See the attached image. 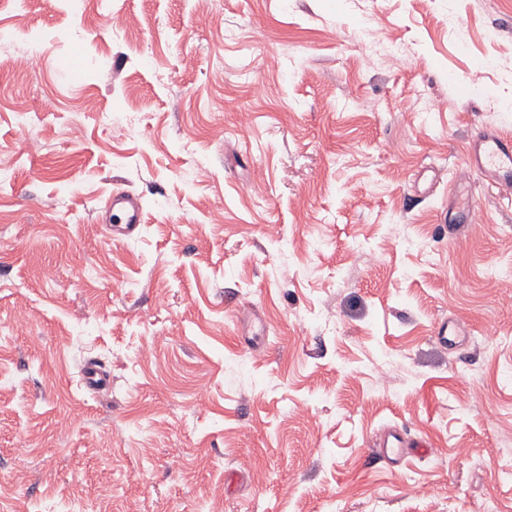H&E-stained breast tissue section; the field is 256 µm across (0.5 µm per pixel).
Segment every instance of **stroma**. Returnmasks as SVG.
Instances as JSON below:
<instances>
[{"label":"stroma","mask_w":512,"mask_h":512,"mask_svg":"<svg viewBox=\"0 0 512 512\" xmlns=\"http://www.w3.org/2000/svg\"><path fill=\"white\" fill-rule=\"evenodd\" d=\"M487 128L512 0H0V512H512ZM108 211H113L112 238L121 240L130 237L138 231L143 223V208L140 200L126 192H112L106 205ZM434 334L439 343L448 346V341H453L451 338L469 336L470 328L466 323L458 320H441L435 324ZM82 380L86 388L94 392L105 389L112 383L110 373L95 361H89L85 364ZM376 447L390 460L402 462L409 456L427 454L430 445L424 440L412 439L398 430H386Z\"/></svg>","instance_id":"stroma-1"}]
</instances>
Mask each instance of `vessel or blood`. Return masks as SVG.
I'll use <instances>...</instances> for the list:
<instances>
[{"label": "vessel or blood", "mask_w": 512, "mask_h": 512, "mask_svg": "<svg viewBox=\"0 0 512 512\" xmlns=\"http://www.w3.org/2000/svg\"><path fill=\"white\" fill-rule=\"evenodd\" d=\"M466 164L469 168L483 172L490 183L507 190L512 189V136L498 130L483 132L469 143ZM106 208L112 211L114 217L113 239L120 240L138 231L143 208L136 196L122 191L112 193ZM469 333V326L458 320H441L434 326L435 338L442 344ZM82 380L86 388L94 392L112 383L110 373L94 361L85 364ZM378 447L388 459L395 462L428 452L427 442L409 438L397 429L385 431Z\"/></svg>", "instance_id": "1"}]
</instances>
